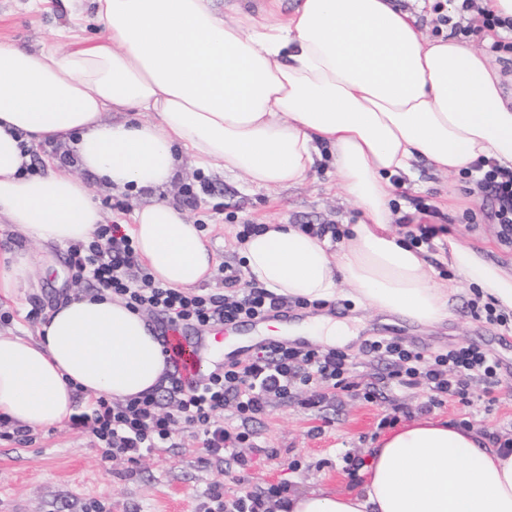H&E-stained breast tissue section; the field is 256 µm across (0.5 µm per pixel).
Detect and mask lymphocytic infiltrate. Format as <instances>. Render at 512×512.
<instances>
[{"label":"lymphocytic infiltrate","instance_id":"1","mask_svg":"<svg viewBox=\"0 0 512 512\" xmlns=\"http://www.w3.org/2000/svg\"><path fill=\"white\" fill-rule=\"evenodd\" d=\"M460 9L480 17L476 26H453L463 37L487 41V51L498 57L512 54V19L492 14L480 0H460ZM476 186L491 199L501 242L512 245V170L493 165L477 176ZM69 265L77 280L97 292H108L133 310L161 316L164 328L191 325L198 329L267 317L288 304L287 298L225 275L221 293L199 294L158 283L142 264L132 238L122 225H99L91 240L70 245ZM362 353L384 365V380L395 387L421 388L424 409L449 401L469 404L475 385L493 394L500 382V363L476 344L457 345L425 353L398 336L365 340ZM355 363L346 353L322 347L279 343L254 358L225 362L194 383L184 382L178 370H169L162 393L145 392L123 402L98 398L73 415V427H91L102 461H139L157 444L170 441L180 424L203 434L206 456L223 460L233 456L238 466L248 461L239 449L250 441V423L268 414L273 401L302 397L312 407L324 400L361 392L376 399L371 382L353 378Z\"/></svg>","mask_w":512,"mask_h":512}]
</instances>
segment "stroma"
I'll use <instances>...</instances> for the list:
<instances>
[{
  "instance_id": "35a3bbf8",
  "label": "stroma",
  "mask_w": 512,
  "mask_h": 512,
  "mask_svg": "<svg viewBox=\"0 0 512 512\" xmlns=\"http://www.w3.org/2000/svg\"><path fill=\"white\" fill-rule=\"evenodd\" d=\"M68 22L62 0H41L35 10L30 9L29 0H0V44L36 50ZM391 182L392 232L407 235L399 218L415 214L424 205L435 210L433 224L446 228L426 252L440 283L457 277L441 259L452 239L482 252L489 260L512 261V246L498 240L495 226L487 218L490 204L471 179L439 172L422 160L411 174L392 176ZM92 192L110 222L131 223L136 208L160 197L176 204L189 223L204 225L203 238L219 265L213 278L201 285L204 293L223 292L222 266L242 269L235 237L238 225L334 224L346 230L361 218L359 209L340 189L328 154L304 182L290 187L258 190L222 168L200 169L186 157L172 187L159 195L98 186ZM35 249L42 264L51 267V274L36 278L16 299L0 298V313L10 315L9 320L0 322V331L26 339L36 337L38 327L29 320V311L46 316L67 300L77 285L66 248L40 245ZM474 297L473 290H461L451 299L452 316L432 325L376 311L345 287L319 305L289 306L288 315L293 321L315 317L347 321L355 337L344 351L355 358L356 372L366 380L377 376L381 367L361 355L360 349L364 340L381 332L427 351L480 344L502 363L495 403H488L477 389L471 405L448 402L432 408L430 415L455 424L477 419L489 431L511 436L512 340L503 328L471 317L467 305ZM423 400L419 389L383 386L372 403L358 395L340 396L309 409L292 400L274 403L267 416L250 425L263 451L255 454L242 448V455L250 459L243 470L228 471L221 464L202 462L198 454L201 436L189 427L136 463L123 459L102 462L91 429L68 424L33 432L25 444L0 439V512H205L207 496L215 487L229 497L240 491L262 495L275 485L290 492L353 491L357 485L342 469L343 456L367 457L383 416L401 406L411 417H419ZM294 461L299 464L295 470L290 467Z\"/></svg>"
}]
</instances>
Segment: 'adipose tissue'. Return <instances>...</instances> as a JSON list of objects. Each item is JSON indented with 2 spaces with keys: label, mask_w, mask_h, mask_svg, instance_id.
<instances>
[{
  "label": "adipose tissue",
  "mask_w": 512,
  "mask_h": 512,
  "mask_svg": "<svg viewBox=\"0 0 512 512\" xmlns=\"http://www.w3.org/2000/svg\"><path fill=\"white\" fill-rule=\"evenodd\" d=\"M91 2L103 42L80 45L61 27L36 51L0 45V217L38 244L86 242L103 223L81 178L29 172L42 141L66 144L103 187L135 193L171 184L185 155L256 188L292 185L326 145L362 221L333 252L326 239L268 225L239 246L250 278L291 300H327L344 284L420 323L449 317L459 285L439 287L422 250L392 233L390 178L421 159L451 175L484 162L512 169V98L484 51L426 38L392 0H302L284 18H227L212 0ZM128 232L156 280L209 281L210 251L173 204L136 209ZM448 262L461 285L512 311V262L454 240ZM167 369L141 313L78 294L37 339L0 332V417L59 427L77 394L125 400L158 388ZM360 474L357 491L295 492L274 512H512V452L444 421L394 428Z\"/></svg>",
  "instance_id": "obj_1"
}]
</instances>
